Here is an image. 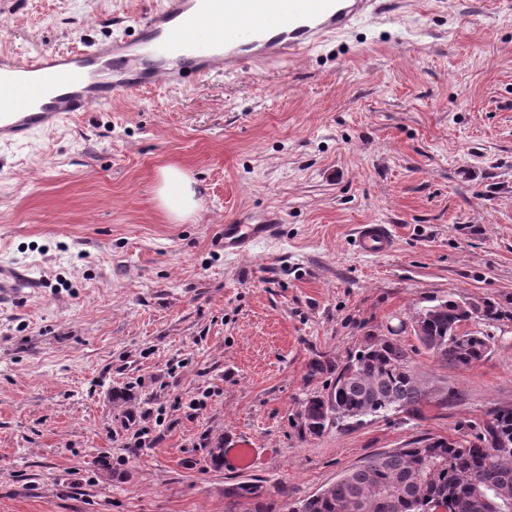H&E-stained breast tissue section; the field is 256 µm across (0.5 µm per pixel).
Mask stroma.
I'll use <instances>...</instances> for the list:
<instances>
[{
    "instance_id": "1",
    "label": "stroma",
    "mask_w": 512,
    "mask_h": 512,
    "mask_svg": "<svg viewBox=\"0 0 512 512\" xmlns=\"http://www.w3.org/2000/svg\"><path fill=\"white\" fill-rule=\"evenodd\" d=\"M156 0H0V52L68 51ZM194 181L172 219L162 168ZM278 224L246 254L228 224ZM361 224L396 245L364 255ZM37 285L0 299V512L277 508L421 437L477 440L512 408V330L485 360H435L413 330L431 298L512 310V0H401L386 22L275 65L119 95L0 147V265ZM407 348L421 413L301 432L302 403L365 337ZM151 412L134 451L127 407ZM254 468L214 466L239 443ZM227 496L233 500L230 501L231 508L242 507L246 512H273V506L262 502L258 487L254 485H239L230 489Z\"/></svg>"
}]
</instances>
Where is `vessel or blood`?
<instances>
[{
    "label": "vessel or blood",
    "mask_w": 512,
    "mask_h": 512,
    "mask_svg": "<svg viewBox=\"0 0 512 512\" xmlns=\"http://www.w3.org/2000/svg\"><path fill=\"white\" fill-rule=\"evenodd\" d=\"M392 10V0H160L132 32L86 48L1 53L0 145L26 141L128 90L288 59ZM275 230L228 224L224 247L244 252ZM354 245L365 255L386 254L394 235L388 225L362 224ZM33 285L19 268L0 269V294Z\"/></svg>",
    "instance_id": "b4317fda"
}]
</instances>
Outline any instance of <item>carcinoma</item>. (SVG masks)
<instances>
[{
  "label": "carcinoma",
  "instance_id": "1",
  "mask_svg": "<svg viewBox=\"0 0 512 512\" xmlns=\"http://www.w3.org/2000/svg\"><path fill=\"white\" fill-rule=\"evenodd\" d=\"M488 325L512 321V312L489 299H431L417 312L415 334L437 360L470 367L488 353L490 333L458 334L474 318ZM409 352L394 338L378 342L364 339L357 354L344 365L314 364L312 371L332 370V392L349 412L377 416L387 410L420 411L425 398ZM323 399L311 398L301 414V428L311 436L325 432ZM485 429L512 441V409H500ZM421 441L407 448L382 452L344 472L336 482L311 495L302 512H419L417 504L442 506L446 512H483L479 495L501 491L510 495L503 512H512V462L496 459L487 446L459 437L450 438L436 455L424 458ZM231 508L244 512H273L260 500L258 487L239 485L230 489Z\"/></svg>",
  "mask_w": 512,
  "mask_h": 512
}]
</instances>
